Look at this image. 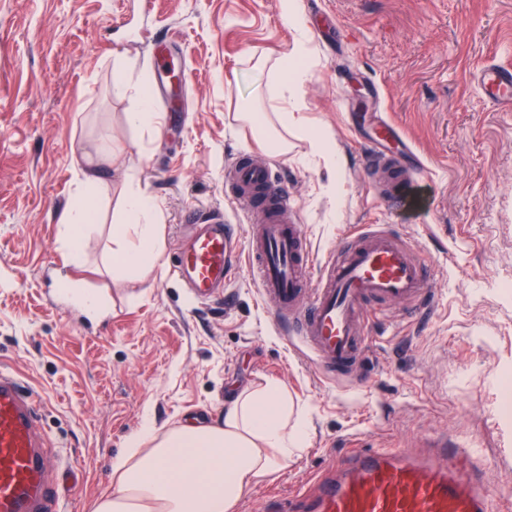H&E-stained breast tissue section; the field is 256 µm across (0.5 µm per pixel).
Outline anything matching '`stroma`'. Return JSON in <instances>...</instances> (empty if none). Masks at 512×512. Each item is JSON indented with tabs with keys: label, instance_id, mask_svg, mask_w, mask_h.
Returning <instances> with one entry per match:
<instances>
[{
	"label": "stroma",
	"instance_id": "stroma-1",
	"mask_svg": "<svg viewBox=\"0 0 512 512\" xmlns=\"http://www.w3.org/2000/svg\"><path fill=\"white\" fill-rule=\"evenodd\" d=\"M0 0V368L42 399L47 456L80 468L70 512H93L112 487V460L144 418L167 430L211 422L226 398L275 379L302 415L300 458L255 486L235 512H278L307 496L343 456L365 449L425 453L432 437L476 449L478 485L512 512V110L493 106L475 68L512 65V0ZM308 79L282 99V56ZM189 125L134 126L140 95ZM288 122L277 161L318 253L354 226L400 233L434 266L421 313L370 306L366 359L351 380L310 368L284 336L247 269L223 298L201 303L172 273L187 210H247L224 189L237 153L266 146L242 121ZM420 161L423 208L378 197L364 164L367 115ZM330 141L328 167L310 136ZM102 164L92 220L70 265L62 212L79 199L77 164ZM146 190L164 224L144 277L108 257L125 187ZM67 280L99 292L107 315L56 303Z\"/></svg>",
	"mask_w": 512,
	"mask_h": 512
}]
</instances>
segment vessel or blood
<instances>
[{
	"label": "vessel or blood",
	"instance_id": "b4317fda",
	"mask_svg": "<svg viewBox=\"0 0 512 512\" xmlns=\"http://www.w3.org/2000/svg\"><path fill=\"white\" fill-rule=\"evenodd\" d=\"M490 102L512 105V67L487 63L474 73ZM396 131L382 123L369 165L392 174L405 205L418 207L413 178L421 171L387 153ZM226 190L248 207L239 229L223 213L189 224L172 264L192 294L215 297L240 266L252 273L262 301L290 337L310 352L315 372L329 379L357 368L367 347L369 303L423 300L431 272L414 248L385 226L369 224L315 258L296 204L276 163L240 154L225 173ZM39 402L12 371L0 368V512H65L59 489L68 472L43 455L36 430ZM472 449L443 443L428 456L364 450L341 459L301 512H492L462 461Z\"/></svg>",
	"mask_w": 512,
	"mask_h": 512
}]
</instances>
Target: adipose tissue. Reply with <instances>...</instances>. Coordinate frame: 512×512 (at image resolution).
<instances>
[{"mask_svg":"<svg viewBox=\"0 0 512 512\" xmlns=\"http://www.w3.org/2000/svg\"><path fill=\"white\" fill-rule=\"evenodd\" d=\"M125 221L112 234V264L122 274L151 270L161 238L162 212L145 190L127 189ZM306 428L293 416L277 381L224 402L215 422L160 431L152 421L129 436L112 461L117 480L94 512H234L254 486L287 467L303 450Z\"/></svg>","mask_w":512,"mask_h":512,"instance_id":"ef3b65f1","label":"adipose tissue"}]
</instances>
